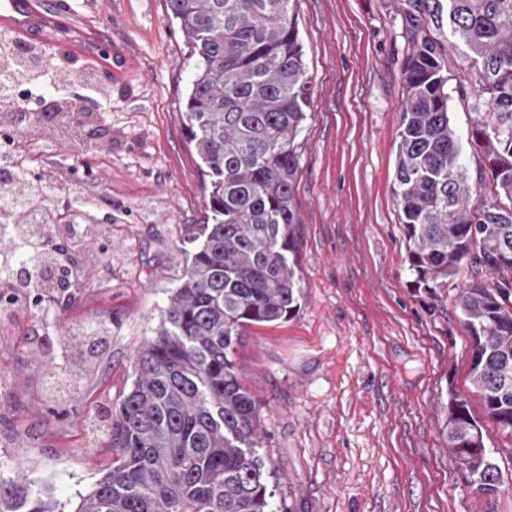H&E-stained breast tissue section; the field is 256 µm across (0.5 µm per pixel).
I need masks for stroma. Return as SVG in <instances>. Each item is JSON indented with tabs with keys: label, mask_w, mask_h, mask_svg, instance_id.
Wrapping results in <instances>:
<instances>
[{
	"label": "stroma",
	"mask_w": 512,
	"mask_h": 512,
	"mask_svg": "<svg viewBox=\"0 0 512 512\" xmlns=\"http://www.w3.org/2000/svg\"><path fill=\"white\" fill-rule=\"evenodd\" d=\"M52 27L38 47L57 100L88 122L0 119L26 170L53 181L60 212L78 182L96 223L72 244V299L0 306V466L60 503L112 463L90 420L133 380V358L206 217L201 161L181 112L194 71L166 0H31ZM310 87L294 186L296 316L246 328L241 381L261 405L259 455L280 512H512V431L471 384L460 279L419 287L393 192L406 52L393 0H297ZM74 385L51 390L58 374ZM481 425L503 486L466 485L448 448V393Z\"/></svg>",
	"instance_id": "obj_1"
}]
</instances>
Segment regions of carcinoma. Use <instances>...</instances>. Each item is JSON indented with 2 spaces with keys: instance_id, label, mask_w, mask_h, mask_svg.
Masks as SVG:
<instances>
[{
  "instance_id": "carcinoma-1",
  "label": "carcinoma",
  "mask_w": 512,
  "mask_h": 512,
  "mask_svg": "<svg viewBox=\"0 0 512 512\" xmlns=\"http://www.w3.org/2000/svg\"><path fill=\"white\" fill-rule=\"evenodd\" d=\"M296 0H167L195 72L183 130L201 160L211 223L162 310L155 337L134 356L135 381L112 405L104 442L112 465L70 512H276L258 447L259 405L232 360L252 324L299 310L293 205L309 102ZM404 24V98L395 195L410 268L429 288L463 266L500 274L470 280L459 294L472 342L470 378L486 410L512 429V0H394ZM465 47L476 90L470 148L482 160L467 176L466 151L448 106L450 39ZM40 59L0 55V71L28 74ZM25 176L13 214H29L55 190ZM65 240L43 237L39 261L17 264L1 304L54 288L70 296L77 266ZM448 447L468 486L498 494L500 471L482 428L455 392L448 399ZM0 512H60L47 489L0 479Z\"/></svg>"
}]
</instances>
